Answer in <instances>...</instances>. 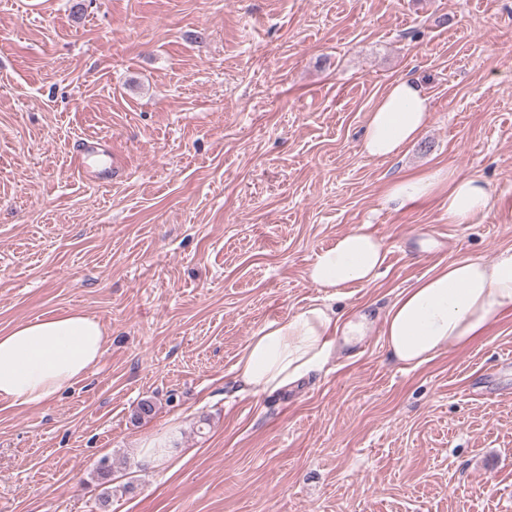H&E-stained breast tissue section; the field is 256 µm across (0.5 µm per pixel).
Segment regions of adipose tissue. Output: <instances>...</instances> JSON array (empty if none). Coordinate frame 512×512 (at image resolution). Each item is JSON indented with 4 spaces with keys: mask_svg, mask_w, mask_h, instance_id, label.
I'll return each instance as SVG.
<instances>
[{
    "mask_svg": "<svg viewBox=\"0 0 512 512\" xmlns=\"http://www.w3.org/2000/svg\"><path fill=\"white\" fill-rule=\"evenodd\" d=\"M430 112V98L417 81L394 80L369 115L364 152L380 159L395 156L418 138ZM443 188L449 223H468L491 206V190L480 177L442 168L395 179L387 200L404 207ZM383 261L382 240L362 227L320 250L308 278L326 302L265 324L236 362L241 384L271 395L323 370L336 346L333 299L345 288L372 282ZM511 311L512 248L490 261L458 259L418 280L389 307L383 337L394 360L416 368L481 339L495 319ZM107 342L101 324L79 312L44 316L0 333V403H48L85 377Z\"/></svg>",
    "mask_w": 512,
    "mask_h": 512,
    "instance_id": "ef3b65f1",
    "label": "adipose tissue"
}]
</instances>
